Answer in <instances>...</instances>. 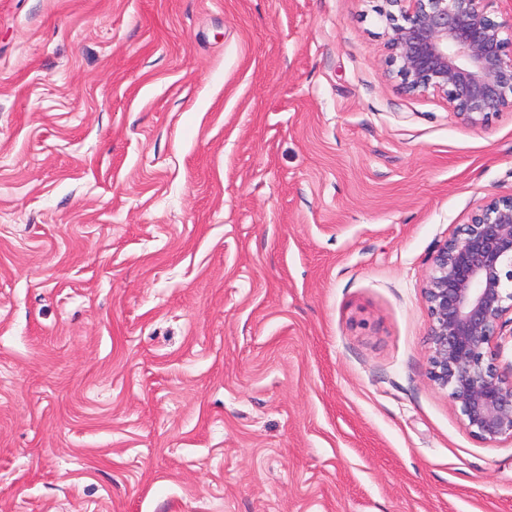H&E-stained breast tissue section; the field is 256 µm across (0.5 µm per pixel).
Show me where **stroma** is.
<instances>
[{
  "mask_svg": "<svg viewBox=\"0 0 512 512\" xmlns=\"http://www.w3.org/2000/svg\"><path fill=\"white\" fill-rule=\"evenodd\" d=\"M378 0H0V512H512L428 259L512 194Z\"/></svg>",
  "mask_w": 512,
  "mask_h": 512,
  "instance_id": "1",
  "label": "stroma"
}]
</instances>
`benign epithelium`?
<instances>
[{"mask_svg":"<svg viewBox=\"0 0 512 512\" xmlns=\"http://www.w3.org/2000/svg\"><path fill=\"white\" fill-rule=\"evenodd\" d=\"M391 73L405 95L433 93L472 127L512 111V20L498 0H382ZM423 297L429 376L471 435L512 441V365L498 359L512 324V195L494 196L433 251Z\"/></svg>","mask_w":512,"mask_h":512,"instance_id":"7a95c632","label":"benign epithelium"}]
</instances>
